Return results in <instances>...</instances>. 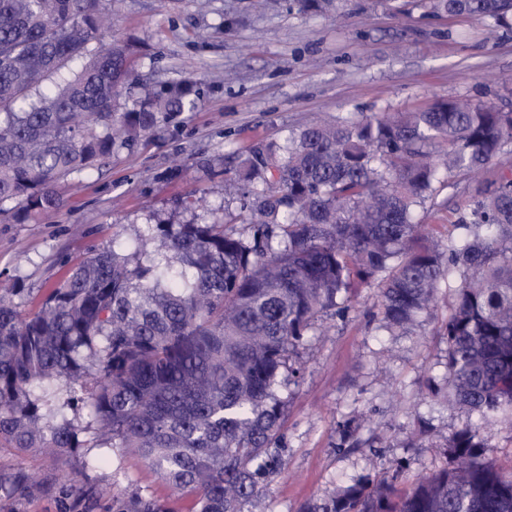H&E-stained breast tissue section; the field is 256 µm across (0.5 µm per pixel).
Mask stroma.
Here are the masks:
<instances>
[{"label":"stroma","instance_id":"stroma-1","mask_svg":"<svg viewBox=\"0 0 512 512\" xmlns=\"http://www.w3.org/2000/svg\"><path fill=\"white\" fill-rule=\"evenodd\" d=\"M115 25L102 35L134 41L145 81L196 83L202 107L115 150L101 168L63 186L64 205L19 224L0 215V290L19 289L34 312L68 268L95 251L128 246L148 224H196L238 212L224 196L235 158L284 142L316 115L407 112L467 97L512 109V28L493 19L434 16L425 0H102ZM501 161L480 174L456 172L415 212L434 243L447 245L461 208L498 181ZM453 293L407 328L388 330L380 290H355L345 316H325L295 358L298 380L280 377L287 403L281 468L244 512H298L307 502L367 477L403 470L408 479L445 462L442 446L475 415L434 397L448 346L440 336ZM362 416L360 447H340L339 427ZM47 453L0 447V476L21 471L29 486L0 499V512H113L114 495L175 499L133 450ZM94 490L79 500L59 477Z\"/></svg>","mask_w":512,"mask_h":512}]
</instances>
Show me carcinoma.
Instances as JSON below:
<instances>
[{"instance_id": "carcinoma-1", "label": "carcinoma", "mask_w": 512, "mask_h": 512, "mask_svg": "<svg viewBox=\"0 0 512 512\" xmlns=\"http://www.w3.org/2000/svg\"><path fill=\"white\" fill-rule=\"evenodd\" d=\"M429 4L512 24V0ZM107 28L100 0H0V212L20 224L62 206L59 181L201 107L190 80H140L133 44L93 45ZM509 143L512 110L469 99L313 122L240 156L224 178L225 195H251L238 213L151 224L134 243L145 260L104 248L26 317L20 289L0 292V443L79 447L68 418L79 387L92 447L133 449L194 512H243L279 470L278 377L299 375L290 359L304 336L371 282L392 330L435 307L448 281L447 376L434 393L511 425L512 177L459 214L444 251L414 221L435 184L483 170ZM360 427L346 420L341 444L359 445ZM478 430L455 431L452 465L423 479H366L298 512H512V467L486 455ZM26 487L22 474L0 480V499ZM115 503L173 512L151 495Z\"/></svg>"}]
</instances>
